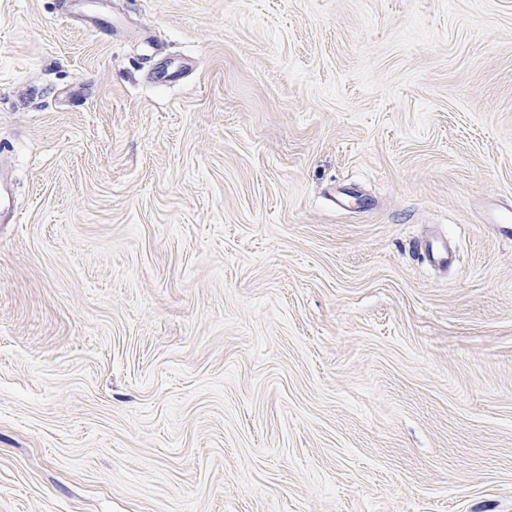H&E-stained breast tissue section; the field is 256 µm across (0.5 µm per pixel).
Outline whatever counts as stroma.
I'll return each mask as SVG.
<instances>
[{
  "mask_svg": "<svg viewBox=\"0 0 512 512\" xmlns=\"http://www.w3.org/2000/svg\"><path fill=\"white\" fill-rule=\"evenodd\" d=\"M64 2L0 0V512H512V0Z\"/></svg>",
  "mask_w": 512,
  "mask_h": 512,
  "instance_id": "obj_1",
  "label": "stroma"
}]
</instances>
